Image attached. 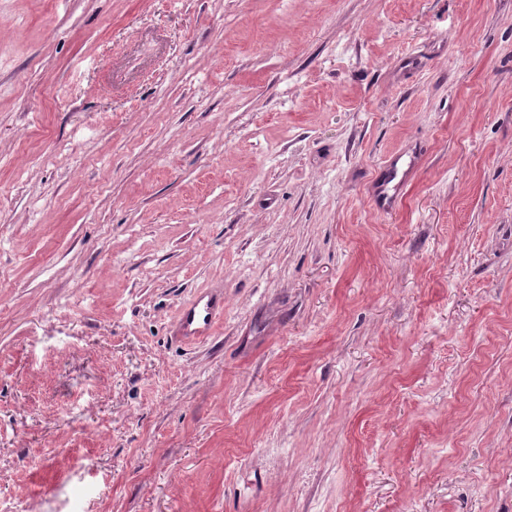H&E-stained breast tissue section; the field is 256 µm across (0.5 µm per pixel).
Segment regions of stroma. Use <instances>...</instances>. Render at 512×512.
<instances>
[{"mask_svg": "<svg viewBox=\"0 0 512 512\" xmlns=\"http://www.w3.org/2000/svg\"><path fill=\"white\" fill-rule=\"evenodd\" d=\"M79 495L512 512V0H0V512ZM224 313V297L211 293L185 309L177 325V334L185 340L208 336Z\"/></svg>", "mask_w": 512, "mask_h": 512, "instance_id": "1", "label": "stroma"}]
</instances>
